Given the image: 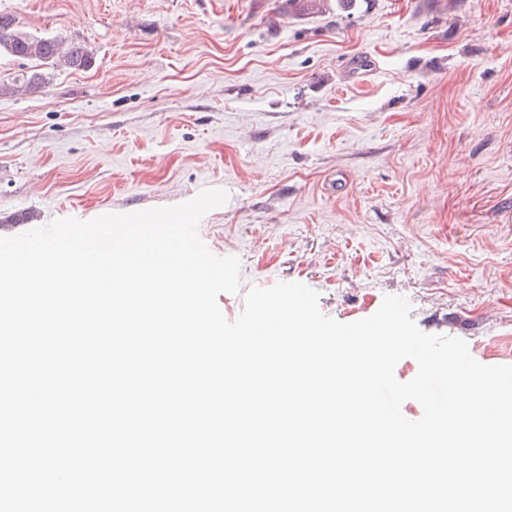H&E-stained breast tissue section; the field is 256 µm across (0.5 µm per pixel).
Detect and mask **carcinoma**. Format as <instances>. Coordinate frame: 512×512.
Wrapping results in <instances>:
<instances>
[{
    "mask_svg": "<svg viewBox=\"0 0 512 512\" xmlns=\"http://www.w3.org/2000/svg\"><path fill=\"white\" fill-rule=\"evenodd\" d=\"M322 0H281L277 12L282 16L310 14L321 9ZM23 60H35L55 66L59 63L74 70H85L92 65V54L87 47L56 36H39L18 25L15 19L0 13V55ZM44 72L32 70L15 78L31 89L46 83Z\"/></svg>",
    "mask_w": 512,
    "mask_h": 512,
    "instance_id": "cac0c4a2",
    "label": "carcinoma"
}]
</instances>
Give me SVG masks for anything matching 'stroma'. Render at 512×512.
<instances>
[{"instance_id":"1","label":"stroma","mask_w":512,"mask_h":512,"mask_svg":"<svg viewBox=\"0 0 512 512\" xmlns=\"http://www.w3.org/2000/svg\"><path fill=\"white\" fill-rule=\"evenodd\" d=\"M0 0L85 70L0 57V237L228 193L199 230L223 293L302 281L340 322L405 297L429 334L512 364V0Z\"/></svg>"}]
</instances>
